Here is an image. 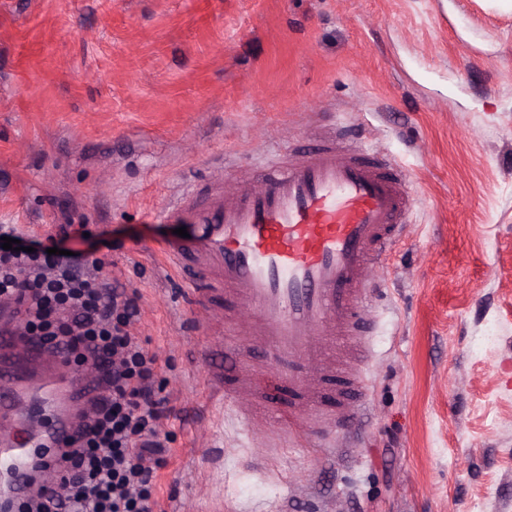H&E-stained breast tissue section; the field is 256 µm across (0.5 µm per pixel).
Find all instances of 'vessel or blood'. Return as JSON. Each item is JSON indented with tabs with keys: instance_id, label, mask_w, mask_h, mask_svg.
<instances>
[{
	"instance_id": "vessel-or-blood-1",
	"label": "vessel or blood",
	"mask_w": 512,
	"mask_h": 512,
	"mask_svg": "<svg viewBox=\"0 0 512 512\" xmlns=\"http://www.w3.org/2000/svg\"><path fill=\"white\" fill-rule=\"evenodd\" d=\"M229 195L186 194L162 213L186 238L164 244L166 262L189 297L224 301V333L235 312L270 363V387L256 385L249 361L225 363L222 402L231 410L275 414L291 433L331 430L352 420L355 372L336 364L337 348L368 336V275L394 248L413 205L411 178L386 155L335 136L312 153L277 150L264 169L240 172ZM287 401L272 397L273 389ZM28 453H0L18 491L30 486Z\"/></svg>"
}]
</instances>
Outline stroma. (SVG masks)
I'll return each mask as SVG.
<instances>
[{
  "label": "stroma",
  "instance_id": "obj_1",
  "mask_svg": "<svg viewBox=\"0 0 512 512\" xmlns=\"http://www.w3.org/2000/svg\"><path fill=\"white\" fill-rule=\"evenodd\" d=\"M337 127L415 204L369 275L357 419L259 465L282 429L213 396L210 346H245L184 292L157 214ZM0 224L118 242L170 399L162 512H512V0H0ZM32 405L0 437L45 440L60 413Z\"/></svg>",
  "mask_w": 512,
  "mask_h": 512
}]
</instances>
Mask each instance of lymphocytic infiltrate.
I'll return each mask as SVG.
<instances>
[{
  "instance_id": "1",
  "label": "lymphocytic infiltrate",
  "mask_w": 512,
  "mask_h": 512,
  "mask_svg": "<svg viewBox=\"0 0 512 512\" xmlns=\"http://www.w3.org/2000/svg\"><path fill=\"white\" fill-rule=\"evenodd\" d=\"M103 268L93 252L0 248V297L14 302L27 335L92 361L103 390L58 461L65 492L41 487L26 512H157L167 403L154 387L159 356L132 330L138 296L116 288Z\"/></svg>"
}]
</instances>
